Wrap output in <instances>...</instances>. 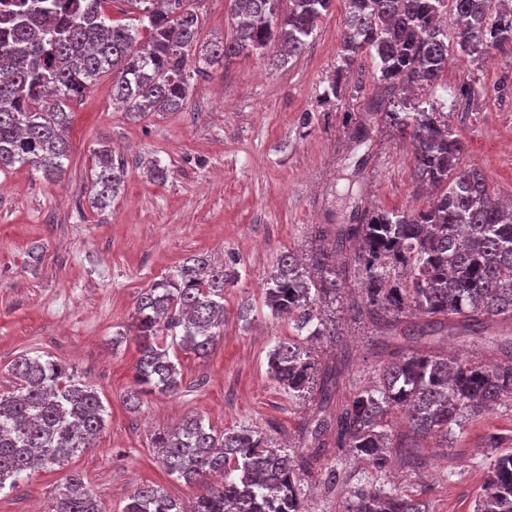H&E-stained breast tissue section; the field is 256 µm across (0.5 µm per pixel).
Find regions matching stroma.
I'll list each match as a JSON object with an SVG mask.
<instances>
[{
    "label": "stroma",
    "instance_id": "35a3bbf8",
    "mask_svg": "<svg viewBox=\"0 0 512 512\" xmlns=\"http://www.w3.org/2000/svg\"><path fill=\"white\" fill-rule=\"evenodd\" d=\"M346 11L345 0H333L304 51L288 62L271 46L207 67L175 112L128 119L112 102L111 75H103L70 106L62 178L28 167L0 173V391L15 387L7 369L16 357L49 355L77 370L108 412L97 448L1 490L0 512H47L71 471L83 475L103 512H123L146 483L191 500L198 487L168 475L152 448L156 433L190 415L221 430L248 427L290 454L304 452L315 401L288 396L268 374V352L291 328L266 308L264 284L283 253L311 258L323 232L348 223L354 211L415 212L430 200L412 176L409 131L369 107L379 85L371 55L353 64L337 105L322 102L339 63ZM199 14L202 41L232 36L230 0H205ZM463 86L470 101L453 104ZM415 97L448 103V122L463 142L461 165L484 171L497 197L512 196V43L475 59L450 57L436 87ZM103 143L123 160L125 179L117 198L98 210L89 173ZM151 161L163 177L148 176ZM194 255L224 259L238 272L224 290V335L207 358L180 354L177 394H149L130 406L138 351L126 331L137 296ZM358 288L355 274L337 279L336 301L325 313L339 344L312 351L323 367L348 349L342 399L384 359L370 345L373 326L346 309ZM511 338L512 324L496 323L463 348L472 361L496 363ZM493 432L512 435V405L467 421L447 449H420L422 468L397 457L383 475L353 463L343 472L417 495L427 512H473ZM301 489L306 512H345L346 483L328 489L312 473Z\"/></svg>",
    "mask_w": 512,
    "mask_h": 512
}]
</instances>
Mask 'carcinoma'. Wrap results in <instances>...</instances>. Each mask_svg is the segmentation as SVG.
<instances>
[{"label":"carcinoma","mask_w":512,"mask_h":512,"mask_svg":"<svg viewBox=\"0 0 512 512\" xmlns=\"http://www.w3.org/2000/svg\"><path fill=\"white\" fill-rule=\"evenodd\" d=\"M452 2L457 19L439 24ZM8 0L0 21V172L29 166L50 177L66 170L69 104L104 73H112V98L138 119L149 112L177 111L190 96L192 76L215 62L260 53L270 45L281 61L298 57L333 0H232L238 18L232 37L199 38L203 0H123L138 24H114L106 0ZM337 74L323 102L339 100L358 56L378 59V81L393 95L385 113L411 129L417 181L434 188L427 208L415 213L376 210L360 224H342L327 239L329 251L306 265L292 253L280 257L265 283L271 316L288 319L294 335L269 351L268 370L293 397L316 389L317 414L307 425L315 451L300 458L271 446L250 429L220 431L196 416L156 434L152 447L163 467L188 486L210 474L222 480L205 487L192 506L154 483L129 496L124 512H305L299 474L314 468L328 448L386 472L391 449L422 466L418 441H444L455 429L502 403H512V359L496 365L461 353L410 349L376 370L372 384L334 403L346 360L317 372L309 346L331 337L321 313L333 292L336 269L329 254L355 247L361 300L350 304L381 332L411 342L443 331L455 320L475 335L489 321L512 322V212L493 196L486 175L460 168L463 150L448 115L432 102L408 105L402 95L432 87L448 67L449 53L483 56L512 43V7L496 0H347ZM495 12L494 21L488 14ZM125 169L101 146L91 172L93 203L103 209L120 191ZM235 272L224 263L192 256L171 274L142 290L129 326L139 357L137 388L174 394L181 371L176 350L204 359L224 333V287ZM425 321L401 327L402 318ZM18 388L0 393V491L22 474L61 468L96 446L105 429L98 392L70 366L22 354L12 363ZM402 414L407 430L393 433L388 418ZM347 512H425L423 502L385 485L348 489ZM48 512H102L84 477L73 472L51 497ZM473 512H512V450L489 463Z\"/></svg>","instance_id":"1"}]
</instances>
